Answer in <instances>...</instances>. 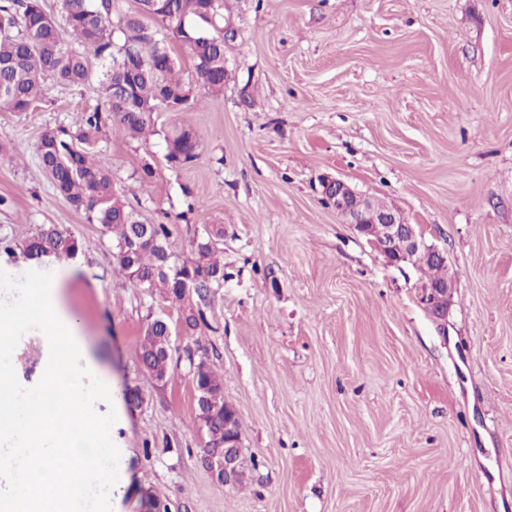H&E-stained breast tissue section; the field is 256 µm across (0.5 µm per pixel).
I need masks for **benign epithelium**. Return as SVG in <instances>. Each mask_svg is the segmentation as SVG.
Instances as JSON below:
<instances>
[{
    "label": "benign epithelium",
    "mask_w": 512,
    "mask_h": 512,
    "mask_svg": "<svg viewBox=\"0 0 512 512\" xmlns=\"http://www.w3.org/2000/svg\"><path fill=\"white\" fill-rule=\"evenodd\" d=\"M325 203L343 213L354 230L376 246L389 263L400 266L411 264L420 267L418 258L425 256L433 262L446 261V253L425 241L416 225L406 223L400 212L389 206H381L362 195L346 182L326 177L321 181ZM454 283L424 281L419 286L418 301L435 323L441 336L448 335V308L452 303ZM241 424L237 411L224 403V449L204 455L205 465L211 473L223 472L226 486L236 484L245 465L242 456Z\"/></svg>",
    "instance_id": "1"
}]
</instances>
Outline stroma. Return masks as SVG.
<instances>
[{"instance_id":"35a3bbf8","label":"stroma","mask_w":512,"mask_h":512,"mask_svg":"<svg viewBox=\"0 0 512 512\" xmlns=\"http://www.w3.org/2000/svg\"><path fill=\"white\" fill-rule=\"evenodd\" d=\"M224 17L223 95L161 113L149 142L100 143L147 223L194 199L181 255L224 227V286L207 328L174 333L163 383L141 340L149 316L178 311L115 273L99 225L38 164L46 129L102 104L98 83L0 111V238L53 226L84 258L60 299L120 388L112 512H512V0H224ZM181 122L199 156L174 168L162 131ZM326 176L446 250L447 336L418 302L421 273L323 201ZM191 352L239 415L241 485L202 462Z\"/></svg>"}]
</instances>
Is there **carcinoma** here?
<instances>
[{"label": "carcinoma", "instance_id": "cac0c4a2", "mask_svg": "<svg viewBox=\"0 0 512 512\" xmlns=\"http://www.w3.org/2000/svg\"><path fill=\"white\" fill-rule=\"evenodd\" d=\"M61 0L64 24L42 0H0V110L28 112L46 95L44 80L81 86L97 78L103 106L82 113L73 127L45 130L37 147L40 165L54 192L88 221L101 225L115 268L135 288H147L178 307L187 335L208 325L211 290L224 287V225L206 224L191 254L180 258L174 223L138 230L139 212L115 189L112 164L98 149L105 128L131 139L151 132L156 113L191 112L201 104L199 89L224 94V0ZM193 63L182 78L170 46ZM165 159L182 167L198 157L192 127L172 125L164 135ZM78 242L54 227L40 230L24 245L32 257L73 256ZM169 322L148 323L141 365L153 380L166 379L170 357L161 337ZM196 386L224 392L208 362L192 376ZM208 444H224V408L206 424Z\"/></svg>", "mask_w": 512, "mask_h": 512}]
</instances>
